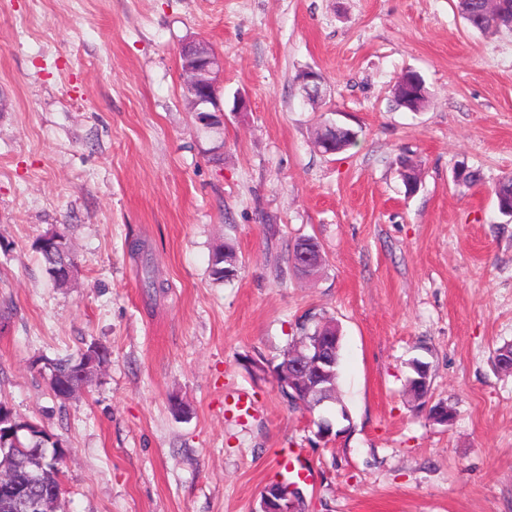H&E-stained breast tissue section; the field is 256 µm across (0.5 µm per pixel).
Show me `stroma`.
I'll use <instances>...</instances> for the list:
<instances>
[{"instance_id":"1","label":"stroma","mask_w":512,"mask_h":512,"mask_svg":"<svg viewBox=\"0 0 512 512\" xmlns=\"http://www.w3.org/2000/svg\"><path fill=\"white\" fill-rule=\"evenodd\" d=\"M456 4L0 0V399L71 448L58 512H256L292 453L307 512H512V374L494 362L512 343V218L493 193L512 175V29L473 30ZM192 39L224 60L210 129L184 96ZM308 68L326 100L304 98ZM410 69L419 112L393 102ZM328 120L356 145L314 148ZM462 164L480 185L456 186ZM49 231L74 253L63 286L35 249ZM301 236L322 248L311 280L287 268ZM313 315L343 335L350 418L325 442L274 374ZM90 342L110 356L60 404L33 362ZM415 359L449 426L408 395ZM234 258L235 253L229 245L224 246V251L215 252L212 262V275L215 280L224 281L231 278L226 272L230 269L236 271V266H233Z\"/></svg>"}]
</instances>
